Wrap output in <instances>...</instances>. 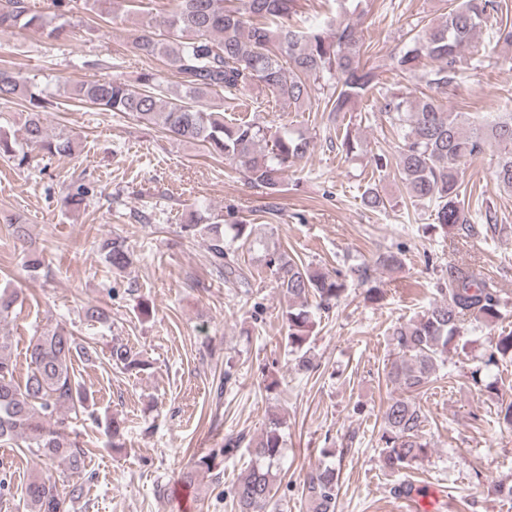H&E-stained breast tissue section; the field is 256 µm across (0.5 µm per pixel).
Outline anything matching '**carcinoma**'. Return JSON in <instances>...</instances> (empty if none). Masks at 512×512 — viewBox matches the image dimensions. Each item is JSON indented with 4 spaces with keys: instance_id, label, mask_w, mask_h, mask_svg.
<instances>
[{
    "instance_id": "cac0c4a2",
    "label": "carcinoma",
    "mask_w": 512,
    "mask_h": 512,
    "mask_svg": "<svg viewBox=\"0 0 512 512\" xmlns=\"http://www.w3.org/2000/svg\"><path fill=\"white\" fill-rule=\"evenodd\" d=\"M76 0H50L51 10L35 12L28 0H0V28L21 27L40 36L61 41L68 37V14ZM297 0H175L173 9L150 19L134 41L145 58H160L171 67L176 81L147 70L133 87L117 79L85 80L72 88H39L14 68L0 66V103L16 98L28 104L24 129L27 144L50 155L72 151L73 140L51 135L46 114L58 105L60 93L106 112L132 115L158 125L173 136L198 142L210 152L244 169L249 183L272 196L283 191L285 174L314 148L313 138L285 126L241 121L224 122V110L210 100L220 96L237 100L258 89L277 101L295 106L319 97L329 118L353 111L359 102L378 89L377 68L363 63L368 46L359 24L348 17L353 0H338V13L324 23L304 30L287 20ZM497 0H455L420 33L409 37L392 57L391 70L406 79L423 61L433 63L427 83L446 88L462 67L467 48ZM380 111L396 130L395 154L373 153L370 161L378 172L396 167L412 201L435 210L437 226L458 239L485 240L497 231L496 217L486 208V223L479 224L465 209L463 175L468 162L493 148L497 152L494 187L512 193V112H450L431 96H413L398 88L382 97ZM338 152L353 158L363 152L358 136L342 133ZM23 166L27 155L0 137V157ZM182 231L207 238L211 265L216 274L246 284L243 269L231 258V241L264 245L258 228L243 220L224 228L215 218L197 214ZM101 249L106 262L116 269L132 263L133 253L121 238H109ZM265 266L277 277V288L286 299L282 313L285 336L294 367L314 369L310 357L311 332L316 318L332 308L347 292L337 272L312 270L286 252L265 250ZM401 253L377 255L373 265L354 269L371 280V268L396 269ZM438 298L416 317L392 328L396 356L384 367L386 380L398 391L383 410L380 437L382 468L400 475L428 454L430 442L423 433L425 416L416 403L418 395L437 382L448 354L466 352L471 341L463 339L462 325L486 327L505 317L501 289L472 266H448V279L437 289ZM20 298L15 288L0 289V324L11 317ZM97 357L90 344L77 342L60 326L44 329L25 353L27 374L17 378L11 337L0 332V444L26 443L23 453L51 463L60 461L73 472L84 468L90 448L80 445L69 431L70 415L88 413V396L76 380L73 361ZM113 364L126 370H142L148 363L123 344L110 349ZM512 362V331L486 337L479 364L467 378L490 394H499L498 382L488 371L501 362ZM283 425L277 414L268 416L266 428L254 445L259 463L242 474L234 486L238 512H265L276 480L273 469L281 453ZM308 512H336L339 474L336 464L321 463L304 477ZM83 485L60 491L50 476L37 475L22 489L24 512H65V500L83 496Z\"/></svg>"
}]
</instances>
